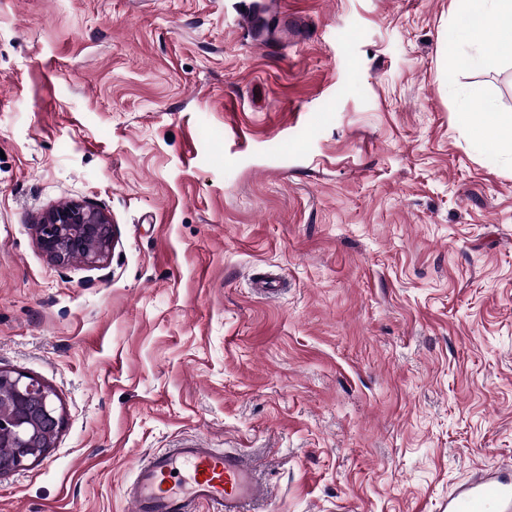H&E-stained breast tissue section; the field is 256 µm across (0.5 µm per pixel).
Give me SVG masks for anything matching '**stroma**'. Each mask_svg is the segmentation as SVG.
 I'll return each mask as SVG.
<instances>
[{"label": "stroma", "instance_id": "1", "mask_svg": "<svg viewBox=\"0 0 512 512\" xmlns=\"http://www.w3.org/2000/svg\"><path fill=\"white\" fill-rule=\"evenodd\" d=\"M239 6L0 0V370L64 417L0 512H132L188 435L256 465L252 512H438L512 467V155L476 132L512 58L458 63L461 0H290L284 48ZM67 201L103 264L41 250ZM43 252L64 266L75 260L96 265L108 254L115 239L108 215L83 203H66L47 211L37 225Z\"/></svg>", "mask_w": 512, "mask_h": 512}]
</instances>
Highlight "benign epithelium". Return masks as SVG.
<instances>
[{
	"instance_id": "7a95c632",
	"label": "benign epithelium",
	"mask_w": 512,
	"mask_h": 512,
	"mask_svg": "<svg viewBox=\"0 0 512 512\" xmlns=\"http://www.w3.org/2000/svg\"><path fill=\"white\" fill-rule=\"evenodd\" d=\"M43 252L64 266L75 260L96 265L108 254L115 239L108 215L83 203H66L47 211L37 225ZM0 381L12 387L10 407L14 420H0V434L8 430L14 444L13 458L0 462V475L21 469L46 449L32 447L36 437H56L63 425L51 392L38 380L21 373L0 370Z\"/></svg>"
}]
</instances>
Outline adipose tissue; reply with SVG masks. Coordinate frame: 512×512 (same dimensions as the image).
Wrapping results in <instances>:
<instances>
[{"label": "adipose tissue", "instance_id": "adipose-tissue-1", "mask_svg": "<svg viewBox=\"0 0 512 512\" xmlns=\"http://www.w3.org/2000/svg\"><path fill=\"white\" fill-rule=\"evenodd\" d=\"M480 15L469 29V47L459 50L458 57L466 65L491 70L504 56L512 57V0H495Z\"/></svg>", "mask_w": 512, "mask_h": 512}]
</instances>
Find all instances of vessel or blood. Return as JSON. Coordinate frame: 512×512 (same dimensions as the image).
Segmentation results:
<instances>
[{
    "instance_id": "obj_1",
    "label": "vessel or blood",
    "mask_w": 512,
    "mask_h": 512,
    "mask_svg": "<svg viewBox=\"0 0 512 512\" xmlns=\"http://www.w3.org/2000/svg\"><path fill=\"white\" fill-rule=\"evenodd\" d=\"M269 493L251 461L198 436L149 454L124 486L132 512H198L202 505L213 512H244L246 504ZM441 512H512V468L485 466L449 493Z\"/></svg>"
}]
</instances>
